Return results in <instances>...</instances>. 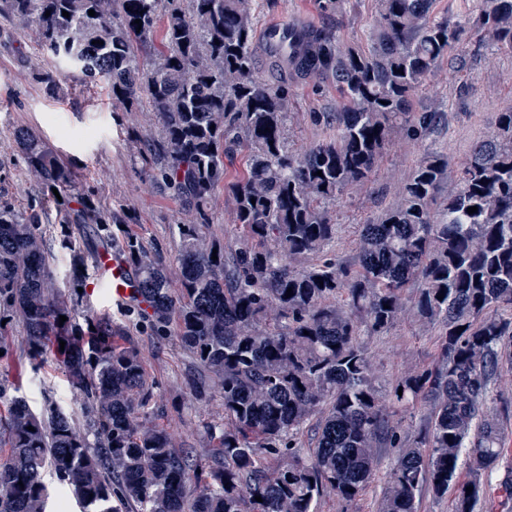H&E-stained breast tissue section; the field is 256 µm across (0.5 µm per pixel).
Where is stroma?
Masks as SVG:
<instances>
[{
	"label": "stroma",
	"mask_w": 512,
	"mask_h": 512,
	"mask_svg": "<svg viewBox=\"0 0 512 512\" xmlns=\"http://www.w3.org/2000/svg\"><path fill=\"white\" fill-rule=\"evenodd\" d=\"M378 0H360L356 9L340 21L343 43L365 45L377 15ZM316 0H264L257 11L256 28L272 22L305 24L320 22ZM466 61L445 57L420 87L416 108L438 113L440 120L428 130L391 142L369 182L344 193L333 209L339 232L330 252L353 260L359 224L377 218L397 199V192L424 149L448 158L457 168L474 143L497 126L499 113L512 110V52L491 47L477 35L464 46ZM40 57L33 32L19 21L0 18V200L26 205L38 197L35 178L26 170L13 132L30 129L41 136L72 169L77 181L92 189L102 203L129 219L124 233L135 236L145 249L169 268H176L178 236L175 225L195 221L194 211L159 187L149 185L135 159L137 141L157 135L155 113L126 112L101 80L87 81L81 74L62 72L57 92L47 91L34 76L35 68H52ZM336 106L334 89L308 81L290 87V110L285 136L300 148L326 137L312 116ZM206 234L225 245L237 246L241 230L233 222L232 201L216 192L208 211ZM96 312L121 323L130 342L141 352L147 376L154 387V422L167 429L177 447L207 453V422L222 418L219 401L196 403L186 378L196 368L192 355L171 336L155 335L141 325L126 307L107 303ZM8 342L10 355L0 359V383L8 394L25 396L34 410L51 400L62 407L76 406L59 362L32 372L23 355L24 332L14 326ZM368 352L376 379L391 388L409 368L432 366L438 357L434 333L420 330L412 316H405L387 333L370 338ZM391 451H384L374 480L349 509H342L332 494H324L319 512H376L387 475ZM479 512H512V422L506 430L503 457L486 483Z\"/></svg>",
	"instance_id": "35a3bbf8"
}]
</instances>
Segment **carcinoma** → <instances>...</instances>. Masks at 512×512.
Masks as SVG:
<instances>
[{
	"mask_svg": "<svg viewBox=\"0 0 512 512\" xmlns=\"http://www.w3.org/2000/svg\"><path fill=\"white\" fill-rule=\"evenodd\" d=\"M379 2L364 48L344 45L325 22L293 27L271 51L281 75L269 80L258 76L254 52L259 0H0V17L31 28L41 56L107 81L125 111L156 114L160 133L137 157L200 222L177 225L175 276L126 238L138 274L132 306L192 354L196 399L224 406V419L206 425L213 448L205 455L152 424L140 351L78 292L112 225L128 217L19 128L14 141L42 192L25 210L0 202V352L9 354L5 337L16 324L34 371L54 350L80 416L52 401L36 413L0 387V512H46L48 470L82 512H318L325 492L353 504L385 448L394 464L378 512H417L424 491L450 489L454 512H477L512 418V405L491 406L492 385L512 364V112L474 146L447 198L438 201L448 159L426 149L396 203L359 225L355 262L328 256L331 207L369 181L391 139L433 125L436 113L415 111L414 98L467 34L432 15L433 0ZM318 7L329 19L347 0ZM477 11L481 39L511 50L512 0H479ZM305 80L336 90V110L315 115L336 135L297 151L284 137L288 86ZM242 150L245 169L230 179L224 159ZM221 189L243 234L235 249L202 232ZM52 209L69 254L62 283L43 227ZM310 256L321 260L302 265ZM408 309L437 331L439 361L385 390L366 339ZM419 400L430 415L407 440L399 415ZM311 425L307 452L298 436Z\"/></svg>",
	"mask_w": 512,
	"mask_h": 512,
	"instance_id": "cac0c4a2",
	"label": "carcinoma"
}]
</instances>
